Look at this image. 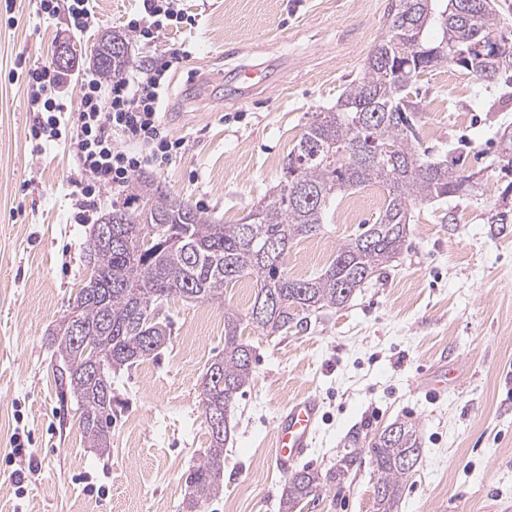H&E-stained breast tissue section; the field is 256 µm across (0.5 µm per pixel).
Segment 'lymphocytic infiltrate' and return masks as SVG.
<instances>
[{
    "instance_id": "obj_1",
    "label": "lymphocytic infiltrate",
    "mask_w": 512,
    "mask_h": 512,
    "mask_svg": "<svg viewBox=\"0 0 512 512\" xmlns=\"http://www.w3.org/2000/svg\"><path fill=\"white\" fill-rule=\"evenodd\" d=\"M144 8V17L131 18L127 23L129 31L143 41H153L156 34L182 18L174 0H145ZM189 55L186 49L172 51L132 74L113 77L106 85L97 74L81 76L75 145L79 166L87 178L82 188V211L94 207L102 185L124 186L142 166L161 167L176 158L184 142L169 138L160 109L168 71ZM28 79L33 88L30 108L36 113L30 139L39 146L60 140L66 127L64 75L45 66L30 70Z\"/></svg>"
}]
</instances>
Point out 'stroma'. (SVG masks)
Listing matches in <instances>:
<instances>
[{
	"label": "stroma",
	"instance_id": "35a3bbf8",
	"mask_svg": "<svg viewBox=\"0 0 512 512\" xmlns=\"http://www.w3.org/2000/svg\"><path fill=\"white\" fill-rule=\"evenodd\" d=\"M391 2L185 0L194 24L129 43L131 72L161 50H191L171 69L162 105L170 138L185 146L141 175L212 221L240 223L282 180L311 113L334 107L360 76ZM94 7V25L79 33L66 14H41L39 0H0V512H178L209 445L201 383L224 351V311H246L255 294L242 280L220 305L171 300L168 345L114 383L110 453L89 447L76 401L56 388L49 338L87 275L93 224L134 190L102 186L77 221L76 151L66 139L33 148L24 73L51 65L63 42L89 70L100 39L125 31L143 0ZM255 66L263 85L238 93L237 70ZM202 79L212 80L210 93H197ZM417 86V149L456 164L473 184L444 201L411 203L401 253L344 308L317 311L306 328L280 336L244 329L253 375L232 409L224 489L205 512H278L288 474L272 456L276 417L302 395L323 407L306 465H335L351 430L371 437L405 419L424 454L398 512H512V162L502 153L512 137V82L451 66L422 74ZM383 201L376 185L339 196L323 231L289 249V274H320L339 244L375 222ZM457 360L466 364L461 383L430 393L426 374ZM20 469L29 472L21 485ZM373 482L365 452L303 512H375Z\"/></svg>",
	"mask_w": 512,
	"mask_h": 512
}]
</instances>
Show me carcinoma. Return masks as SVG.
Wrapping results in <instances>:
<instances>
[{"instance_id": "obj_1", "label": "carcinoma", "mask_w": 512, "mask_h": 512, "mask_svg": "<svg viewBox=\"0 0 512 512\" xmlns=\"http://www.w3.org/2000/svg\"><path fill=\"white\" fill-rule=\"evenodd\" d=\"M388 17V30L367 56L363 75L348 84L336 107L312 113L288 153V162L296 166L286 167L278 190L255 209L257 218L216 224L145 176L137 180L135 195L144 199L142 208L114 209L96 220L98 225L119 222L123 236L112 247L90 237L86 263L96 280H86L78 292L76 318L93 337L92 349L103 354L102 377L93 376V365L76 352L73 337L59 331L51 345L61 362L58 392L76 400L82 433L103 454L112 444V402L105 400L102 385L112 386L116 374L168 344L169 321L149 323V316L172 298L222 304L224 286L244 278L254 284V298L277 304L260 319L251 307L243 314L224 310V356L207 368L201 393L204 410L224 414V433L210 435L209 448L187 477L189 496L180 512H205L222 491L224 445L232 432L229 412L252 378L251 348L240 339L241 326L279 336L303 326L319 309L345 306L357 288L400 254L410 223L408 205L453 196L469 179L417 150L418 102L411 99L417 95V77L453 63L483 80L496 73L512 80L494 55L496 40L504 38L494 0H395ZM104 48L99 42L92 63L110 79L124 70L129 57L106 65L97 60ZM295 183L310 188L297 203L291 200ZM368 185L385 191L375 223L340 244L318 276L289 275L282 251L320 233L337 195ZM390 428L395 435L383 431L368 441L376 512H394L423 454L414 425L397 419ZM349 446L325 471L293 470L280 512L314 504L341 483L360 460L359 434L351 435Z\"/></svg>"}]
</instances>
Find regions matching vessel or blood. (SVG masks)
I'll use <instances>...</instances> for the list:
<instances>
[{"mask_svg": "<svg viewBox=\"0 0 512 512\" xmlns=\"http://www.w3.org/2000/svg\"><path fill=\"white\" fill-rule=\"evenodd\" d=\"M321 406L314 396H300L282 409L276 419L275 457L284 468L304 459L317 433Z\"/></svg>", "mask_w": 512, "mask_h": 512, "instance_id": "vessel-or-blood-1", "label": "vessel or blood"}]
</instances>
